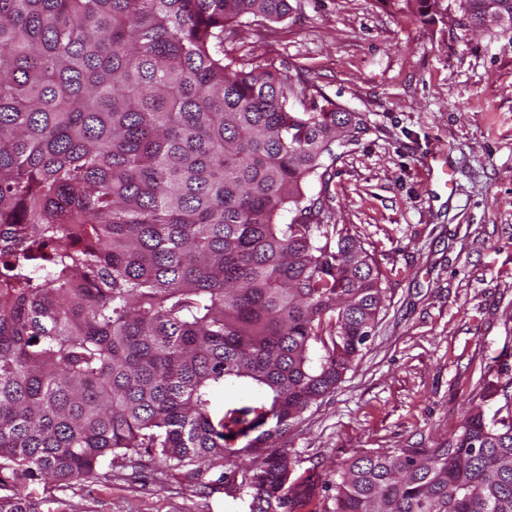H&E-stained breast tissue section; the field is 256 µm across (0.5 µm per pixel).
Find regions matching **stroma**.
<instances>
[{"mask_svg":"<svg viewBox=\"0 0 512 512\" xmlns=\"http://www.w3.org/2000/svg\"><path fill=\"white\" fill-rule=\"evenodd\" d=\"M285 20L243 19L254 63L357 113L318 220L354 235L382 276L370 339L336 389L286 435L300 512H336L351 458L434 448L512 365V30L472 31L455 0H290ZM216 466L201 480L123 460L64 488L30 487L29 512H250Z\"/></svg>","mask_w":512,"mask_h":512,"instance_id":"stroma-1","label":"stroma"}]
</instances>
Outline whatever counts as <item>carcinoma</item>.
Here are the masks:
<instances>
[{
  "mask_svg": "<svg viewBox=\"0 0 512 512\" xmlns=\"http://www.w3.org/2000/svg\"><path fill=\"white\" fill-rule=\"evenodd\" d=\"M458 2L477 28L512 18V0ZM290 10L0 0V512L144 456L199 479L253 455L250 512L304 505L276 443L354 364L384 291L305 204L348 113L228 59L229 26ZM340 478L336 512H512V377L438 447Z\"/></svg>",
  "mask_w": 512,
  "mask_h": 512,
  "instance_id": "cac0c4a2",
  "label": "carcinoma"
}]
</instances>
